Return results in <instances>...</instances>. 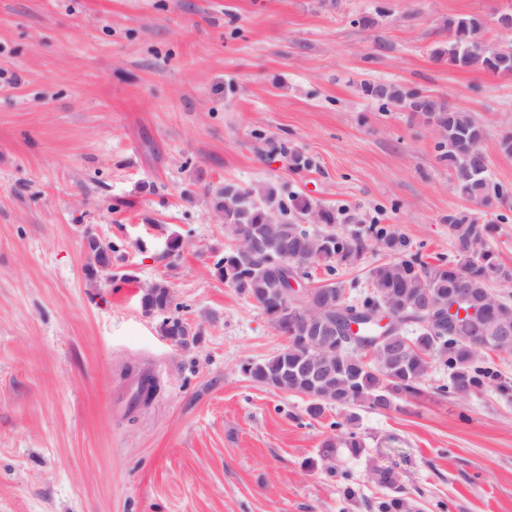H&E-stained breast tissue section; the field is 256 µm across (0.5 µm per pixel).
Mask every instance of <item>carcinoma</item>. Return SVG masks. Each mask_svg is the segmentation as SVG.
Instances as JSON below:
<instances>
[{"label":"carcinoma","mask_w":512,"mask_h":512,"mask_svg":"<svg viewBox=\"0 0 512 512\" xmlns=\"http://www.w3.org/2000/svg\"><path fill=\"white\" fill-rule=\"evenodd\" d=\"M448 39L438 43L431 52L437 61L466 70L482 69L494 75L512 76V57L498 53L496 47L482 42L483 22L477 16L448 19ZM360 89L382 105L404 104L421 114L433 127L440 129L437 159L448 166L454 176V189L462 197L488 205L504 202L512 197V188L493 180L488 165L482 164L483 155L476 153L485 137L482 126L470 112L453 109L433 95H423L394 83L364 81ZM212 203L224 226L249 227L253 224H281L286 234L270 233L264 236L265 254L255 262V271H239L234 265L231 249L215 266H224V278L238 292L253 300L259 307L267 303L266 290L272 283L266 279L270 269L287 264L291 255L302 245L312 248V240L320 237L327 247L318 249V255L298 268L300 276L308 281L312 269L318 265L327 275L324 288L336 289V297L348 299L347 312L336 311L328 317L332 325L331 338L340 343L346 339L348 322L359 325L358 353L336 368V399L331 404L342 409L368 407L373 410L391 408L401 396L423 395V381L431 362L448 368V383L438 392L470 393L476 389L492 388L502 394L512 390L497 371L483 358L487 350L512 353V335L499 336L497 330H512V298L494 291L492 282L512 286V270L499 264L488 241L494 227L481 224L462 213H450L446 218L454 243L455 255L430 264L417 254L405 251L403 241L383 227H372L370 233L377 245L389 251L392 258L372 266L364 283H347L336 278V264L355 265L367 250L365 240L336 232V216L305 197L285 200L276 188L243 187L225 183L218 189ZM319 224L313 230L303 221ZM466 295L467 307L478 313H487L479 323L463 320L448 328L428 327V315L420 311L421 301L430 299L448 302L451 293ZM389 305L404 310V329L377 344L374 325L369 318L378 308ZM288 362L302 366L306 352L301 340L300 322L288 326ZM409 340L412 343L400 357H393L394 346ZM281 363V352L241 366V371L252 381L263 384L273 377ZM337 447L345 448L352 456H360L365 444L355 432L340 441L328 438L323 442V455Z\"/></svg>","instance_id":"obj_1"}]
</instances>
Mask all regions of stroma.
Segmentation results:
<instances>
[{"label": "stroma", "instance_id": "1", "mask_svg": "<svg viewBox=\"0 0 512 512\" xmlns=\"http://www.w3.org/2000/svg\"><path fill=\"white\" fill-rule=\"evenodd\" d=\"M505 13L512 0H0V512H378L376 466L398 473L401 512H512V395H440L436 366L421 397L314 418L306 396L244 375L285 338L216 276L211 205L228 181L272 186L429 263L453 255L445 218L464 212L494 224L512 268V200L459 196L425 118L359 90L396 83L473 113L490 175L512 186V77L431 57L459 15L512 40ZM89 232L115 248L94 277ZM171 235L184 246L167 255ZM157 280L197 343L144 313ZM137 371L157 392L135 407ZM350 431L362 456L321 457Z\"/></svg>", "mask_w": 512, "mask_h": 512}]
</instances>
